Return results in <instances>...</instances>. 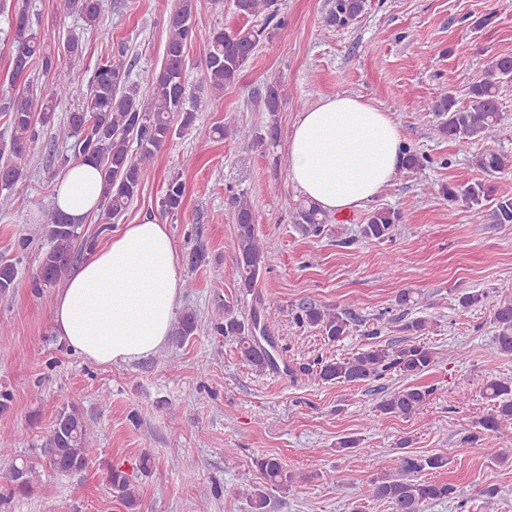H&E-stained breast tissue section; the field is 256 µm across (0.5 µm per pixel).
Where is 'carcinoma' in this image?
<instances>
[{
  "mask_svg": "<svg viewBox=\"0 0 512 512\" xmlns=\"http://www.w3.org/2000/svg\"><path fill=\"white\" fill-rule=\"evenodd\" d=\"M237 13L244 17H263L259 28H242L229 34L221 27L200 30L190 24L196 0H176L167 17V40L164 62L151 76V100L143 103L140 86L132 80L134 62L128 49L120 45L101 60L90 81L86 105L69 113L67 120H56L58 100L70 95L79 81L85 58L82 35L70 32L61 50L62 60L46 52L44 35L29 21L27 7L14 8L15 21L5 46L10 59L8 80L20 85L18 93L6 102L3 110L9 113L12 128L9 143L0 146V191L9 190L23 177V167L34 161L31 145L39 138L40 130L54 131L53 139L67 148L69 155L63 163L89 162L102 176V206L109 219L124 214L138 195L141 175L158 152L181 130L195 121V109L187 91L183 71L185 49L198 41L207 47L204 75L211 89L221 92L233 84L244 65L259 44L269 38L267 29L277 17L278 0H234ZM367 0H330L323 23L328 28L344 29L352 25L365 12ZM102 0H56V10L63 15L77 16L83 25L93 27L101 15ZM34 60L46 70L56 73V80L46 91L36 93L27 86L28 72ZM512 80V55L495 57L484 79L468 88V102L458 104L456 97L445 91L434 101L432 111L437 122L434 132L441 139L475 140L482 142V151L476 157V168L488 175L511 173L512 157L500 149L499 88L502 80ZM287 85L278 81L269 86L264 99L265 111L276 117L281 105L288 99ZM277 122L266 127V133L244 135L247 149L257 147L266 138L276 137ZM6 161H1L4 156ZM23 160L16 165L11 159ZM430 158L404 145L399 170L418 171L427 167ZM439 193L449 203L462 201L473 216L482 217L484 203L493 204L491 218L496 224H512V197L495 196L494 186L484 180H474L461 185L448 184ZM184 183L181 175L168 181L161 201L165 215L177 214L183 204ZM233 219L236 225L235 255L240 287L250 292L255 288L264 255L273 243L260 238L255 229L252 206L243 195L233 197ZM293 221L312 236H319L329 214L308 201L293 213ZM401 214L387 207L374 208L360 233L366 239L379 242L392 238ZM41 238L48 242L39 266L32 277L37 289L49 288L66 276L74 265L80 247L86 251L96 244V238L82 231L57 207L49 208L41 221ZM18 269L10 262L0 263V295L6 296L15 288ZM488 294L471 291L461 294L459 305L465 309L486 303ZM299 326L319 329L331 342L341 340L352 332L349 314L335 308L302 304L293 316ZM276 321V311L270 307L253 308L250 316L238 313L232 305H224V317L213 324L215 333L236 345L241 359L258 368L277 365L272 350L275 343L269 328ZM491 322L496 328L497 349L512 355V299L492 305ZM433 322L426 317H416L401 325L400 330L409 336H424ZM197 317L191 310L184 311L174 322L173 336L181 343L195 334ZM436 352L418 341L401 346L371 347L351 357L316 360L304 368L312 378L323 382L359 383L381 380L389 375L406 378L417 377L435 363ZM431 390L407 386L391 393L377 404V411L384 415L411 417L428 401ZM484 397L491 403L490 412L474 422L476 432L471 434L473 443L486 435L503 436L512 433V379H491L484 386ZM93 431L84 417L74 407H62L45 441V456L49 466L61 472H76L86 468L94 459ZM448 460L440 455H405L400 458L398 475L371 482L370 495L374 500L389 503L394 512H424L427 503L455 496L456 488L448 482L427 481L421 476L445 467ZM265 483L256 487L251 497L255 512H264L268 506L269 489L293 480L283 463L274 456L255 459ZM6 479L12 491L28 494L38 481L36 466L24 457L11 459ZM108 483L118 497L129 507L137 505V490L129 475L119 467L108 470Z\"/></svg>",
  "mask_w": 512,
  "mask_h": 512,
  "instance_id": "carcinoma-1",
  "label": "carcinoma"
}]
</instances>
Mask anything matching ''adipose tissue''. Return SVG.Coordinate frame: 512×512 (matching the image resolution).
<instances>
[{
	"label": "adipose tissue",
	"mask_w": 512,
	"mask_h": 512,
	"mask_svg": "<svg viewBox=\"0 0 512 512\" xmlns=\"http://www.w3.org/2000/svg\"><path fill=\"white\" fill-rule=\"evenodd\" d=\"M403 141L391 115L360 97H327L302 112L289 137L290 177L332 215L379 195L400 163ZM102 182L88 163L69 166L55 204L75 223L99 209ZM180 295L179 257L167 224L145 219L110 233L56 295L53 327L67 347L100 365L158 351Z\"/></svg>",
	"instance_id": "adipose-tissue-1"
}]
</instances>
